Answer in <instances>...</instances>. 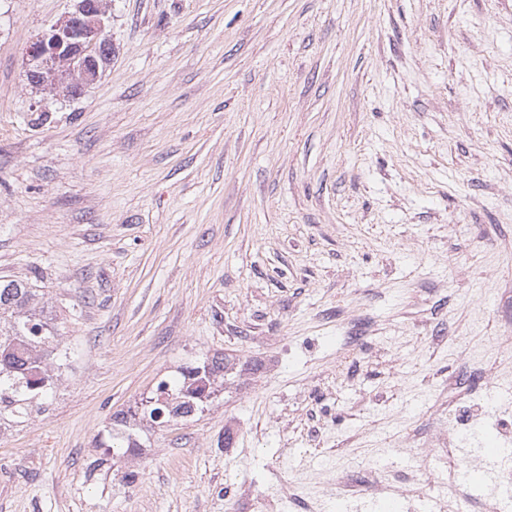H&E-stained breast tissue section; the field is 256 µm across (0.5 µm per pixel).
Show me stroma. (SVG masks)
Masks as SVG:
<instances>
[{
	"label": "stroma",
	"mask_w": 512,
	"mask_h": 512,
	"mask_svg": "<svg viewBox=\"0 0 512 512\" xmlns=\"http://www.w3.org/2000/svg\"><path fill=\"white\" fill-rule=\"evenodd\" d=\"M74 0H0V276L71 350L0 431V512H385L340 488L447 427L466 357L512 353V0H110L77 97L26 52ZM360 337L351 349L347 336ZM204 411L112 417L207 358ZM477 402L466 445L512 421Z\"/></svg>",
	"instance_id": "35a3bbf8"
}]
</instances>
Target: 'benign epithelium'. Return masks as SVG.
<instances>
[{"label":"benign epithelium","mask_w":512,"mask_h":512,"mask_svg":"<svg viewBox=\"0 0 512 512\" xmlns=\"http://www.w3.org/2000/svg\"><path fill=\"white\" fill-rule=\"evenodd\" d=\"M110 0H76L73 12L39 34L27 52L25 76L36 90L80 95L112 55L107 30Z\"/></svg>","instance_id":"7a95c632"}]
</instances>
